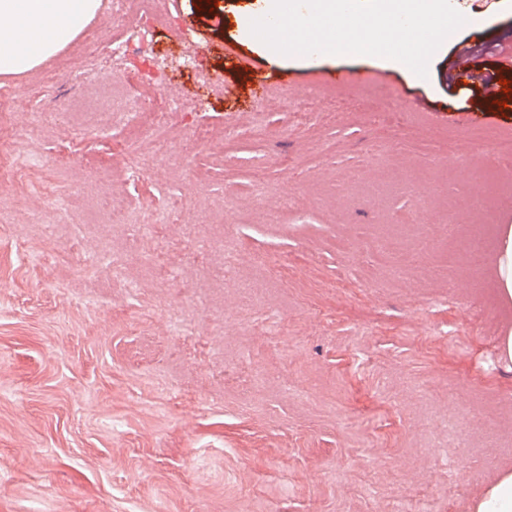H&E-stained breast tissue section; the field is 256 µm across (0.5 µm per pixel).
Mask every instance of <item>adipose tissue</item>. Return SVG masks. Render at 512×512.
I'll use <instances>...</instances> for the list:
<instances>
[{"label":"adipose tissue","instance_id":"ef3b65f1","mask_svg":"<svg viewBox=\"0 0 512 512\" xmlns=\"http://www.w3.org/2000/svg\"><path fill=\"white\" fill-rule=\"evenodd\" d=\"M101 0H0V76L37 68L96 18Z\"/></svg>","mask_w":512,"mask_h":512}]
</instances>
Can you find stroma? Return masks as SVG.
<instances>
[{"instance_id": "stroma-1", "label": "stroma", "mask_w": 512, "mask_h": 512, "mask_svg": "<svg viewBox=\"0 0 512 512\" xmlns=\"http://www.w3.org/2000/svg\"><path fill=\"white\" fill-rule=\"evenodd\" d=\"M218 2L101 8L39 67L0 78V150L41 161L0 195V512H388L409 497L470 512L512 467L498 361L512 304L492 275L512 224V154L497 147L512 97L494 111L449 64L512 28V0H456L467 22L423 84L381 57L267 61L237 34L257 0ZM142 29L152 58H114ZM128 96L166 113V159L128 135ZM131 154L139 173L112 178ZM109 194L132 223L171 196L183 209L141 241L99 223ZM388 224L432 230L437 256L398 269L375 245ZM116 254L136 290L113 284Z\"/></svg>"}]
</instances>
